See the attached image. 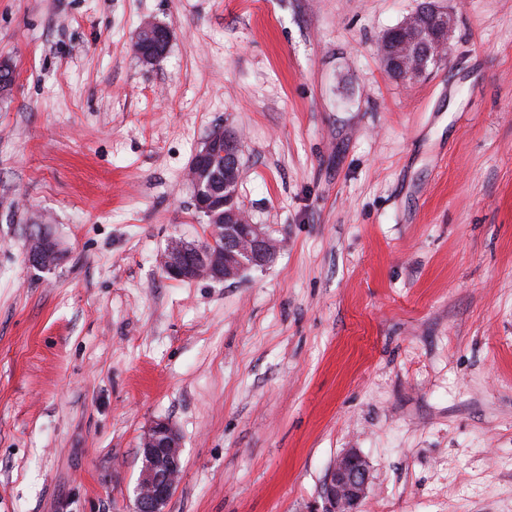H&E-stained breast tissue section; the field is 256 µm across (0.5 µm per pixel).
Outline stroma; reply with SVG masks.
I'll return each mask as SVG.
<instances>
[{
    "instance_id": "1",
    "label": "stroma",
    "mask_w": 512,
    "mask_h": 512,
    "mask_svg": "<svg viewBox=\"0 0 512 512\" xmlns=\"http://www.w3.org/2000/svg\"><path fill=\"white\" fill-rule=\"evenodd\" d=\"M424 2L0 0V512H135L160 419L168 512H320L350 448L364 512H512V0H432L447 57L404 83L377 46ZM218 128L284 247L174 281ZM171 32L165 25L146 21L140 27L138 39L135 43V51L143 62L147 64L156 63V50L161 45L170 42ZM26 257L28 264L48 268L56 263L57 251L55 247L47 246L42 236L30 237L26 247ZM180 437L166 420L155 421L141 440V472L134 488L137 512H166L182 469Z\"/></svg>"
}]
</instances>
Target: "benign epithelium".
Instances as JSON below:
<instances>
[{"label": "benign epithelium", "instance_id": "1", "mask_svg": "<svg viewBox=\"0 0 512 512\" xmlns=\"http://www.w3.org/2000/svg\"><path fill=\"white\" fill-rule=\"evenodd\" d=\"M454 24L452 14L435 6L408 14L400 23L406 34L404 42L379 43L378 54L385 70L392 74L403 65L402 47L415 29L426 27L431 43L416 55L415 74L444 58L448 47V33ZM171 32L165 25L146 21L140 27L135 51L143 62L156 63V50L170 42ZM240 140L230 130L209 135L195 152L189 181L197 212L215 218L209 224L210 246L176 240L171 243L162 259L164 274L175 281L210 279L227 282L253 267L265 266L275 258L280 242L273 238L263 224L253 223L235 198L216 197L207 177L215 162H221L224 176L240 180ZM27 262L51 267L56 263L57 251L46 245L41 237L28 239ZM141 472L134 488L137 512H166L177 478L182 469L180 437L166 420L155 421L141 440ZM369 472L363 456L350 450L336 459L329 469L322 487V512H360V504L367 493Z\"/></svg>", "mask_w": 512, "mask_h": 512}]
</instances>
